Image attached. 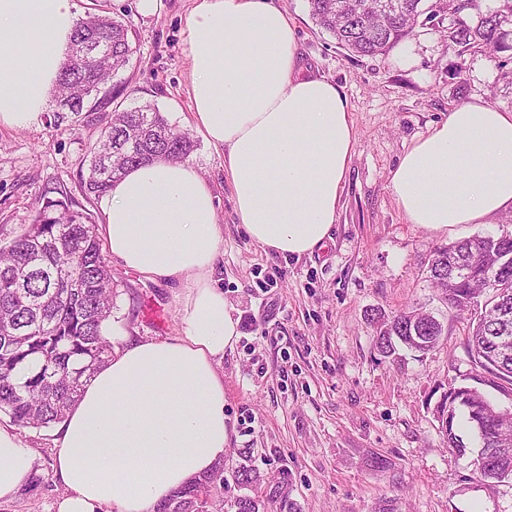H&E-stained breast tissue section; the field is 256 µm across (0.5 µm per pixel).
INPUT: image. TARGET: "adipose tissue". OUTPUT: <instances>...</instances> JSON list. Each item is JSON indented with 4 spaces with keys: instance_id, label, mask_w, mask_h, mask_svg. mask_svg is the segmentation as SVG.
I'll use <instances>...</instances> for the list:
<instances>
[{
    "instance_id": "obj_1",
    "label": "adipose tissue",
    "mask_w": 512,
    "mask_h": 512,
    "mask_svg": "<svg viewBox=\"0 0 512 512\" xmlns=\"http://www.w3.org/2000/svg\"><path fill=\"white\" fill-rule=\"evenodd\" d=\"M78 23L72 0H0V126L43 110ZM188 57L193 123L223 150L248 237L285 257L313 253L336 222L355 127L333 81L306 74L286 15L267 0H194ZM389 189L408 223L444 232L512 211V113L457 106L412 142ZM96 233L112 259L183 289L182 335L131 339L59 423L57 512H155L231 446L219 364L239 322L215 276L224 241L208 183L186 161L133 167L103 198ZM36 473L0 425V500Z\"/></svg>"
}]
</instances>
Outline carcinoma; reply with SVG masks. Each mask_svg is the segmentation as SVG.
Instances as JSON below:
<instances>
[{
  "label": "carcinoma",
  "instance_id": "1",
  "mask_svg": "<svg viewBox=\"0 0 512 512\" xmlns=\"http://www.w3.org/2000/svg\"><path fill=\"white\" fill-rule=\"evenodd\" d=\"M315 24L355 56L388 53L414 29L424 14V0H400L398 15L370 16L354 8L364 0H307ZM501 17L479 14L476 25H453L448 37L463 47L492 53L512 49L503 39ZM105 42L109 52L99 61L88 58L89 45ZM133 54L128 25L104 14H89L78 23L55 87L58 111L95 112L111 93L105 85L130 62ZM195 147L190 133L173 128L155 105L130 109L115 107L105 116L100 136L90 148L88 173L82 178L86 197H103L125 172L146 161L185 160ZM463 257L481 250L489 261H503L496 274V300L500 315L482 316L468 307L469 289H448V300L459 312L470 313L466 349L474 365L473 380L502 392H512V357L491 355L497 336L512 337V237L474 236L438 247L429 265V281L442 288L441 258L448 249ZM112 269L106 263L89 214L76 209L68 193L49 199L33 222L9 244L0 247V414L15 425L48 427L61 421L78 400L84 380L105 364L113 344L102 324L114 308ZM376 347L385 357L395 353L394 337L410 339L409 327L396 316L369 314ZM443 326L423 332L425 354L440 342ZM473 432L484 456V477L498 479L512 470V457H500V441L512 439V413L506 414L489 398L482 399L481 424L465 405L454 409L449 425L441 429L448 447L466 448L458 424ZM224 505V468L181 487L156 512H221ZM232 512H295L294 503L278 489L239 495L230 501Z\"/></svg>",
  "mask_w": 512,
  "mask_h": 512
}]
</instances>
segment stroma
<instances>
[{"label": "stroma", "instance_id": "stroma-1", "mask_svg": "<svg viewBox=\"0 0 512 512\" xmlns=\"http://www.w3.org/2000/svg\"><path fill=\"white\" fill-rule=\"evenodd\" d=\"M90 13L130 25L133 55L112 81L121 107L152 103L178 130L192 131L187 56L192 0H162L154 14L138 0H73ZM288 18L303 63L331 78L345 98L357 143L331 238L301 258H284L254 244L234 213L224 155L197 141L190 162L216 198L224 229L216 273L240 336L220 364L225 412L235 424L224 456L226 495H239L235 474L253 470L259 488L281 485L296 512H512V480L491 485L475 474L478 446L449 448L435 406L448 388L472 385L465 316L446 308L426 277L435 248L475 235H512V213L485 224L434 233L407 223L388 190L400 156L460 104L481 100L512 111V0H480L504 16L510 50L490 59L463 51L448 36L454 21L476 24L479 11H457L459 0L387 55H351L318 26L307 0H271ZM102 123L93 112H61L48 98L34 125L0 127V244L32 222L56 190L67 191L93 224L100 200L86 197L88 149ZM114 347L123 334L166 340L182 335V290L113 266ZM163 324L145 316L146 304ZM426 308L448 328L435 350L400 349L382 357L370 310L393 315ZM36 457L34 479L0 512H56L64 489L56 482L54 427L22 428Z\"/></svg>", "mask_w": 512, "mask_h": 512}]
</instances>
